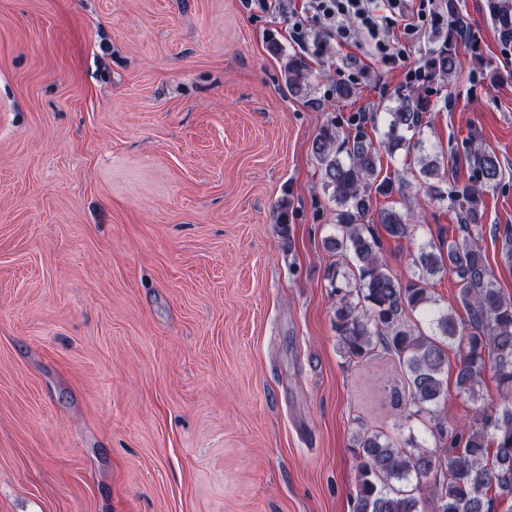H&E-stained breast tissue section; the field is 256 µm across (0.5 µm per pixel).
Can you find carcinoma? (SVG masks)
Returning <instances> with one entry per match:
<instances>
[{
	"mask_svg": "<svg viewBox=\"0 0 512 512\" xmlns=\"http://www.w3.org/2000/svg\"><path fill=\"white\" fill-rule=\"evenodd\" d=\"M446 30L441 43L426 59L416 80V90L398 99L389 112L388 130L380 147H374L364 124V114L350 117L355 134L334 121L316 135L312 151L325 192L336 204L338 233L325 241L340 258L327 277L337 297L333 326L343 355L364 362L384 353L396 358L407 387L408 417L433 421V406L448 397L444 384L448 349L459 354L456 390L477 398L487 372H492L502 401L496 413L475 410L471 422L448 431V446L428 449L408 447L398 438L368 430L354 438L359 463L352 512H512V300L496 288L490 267L472 235L482 230V194L497 184L502 169L492 150L472 155L474 181L453 184L446 197L461 209L463 237L429 240L418 248L414 264L418 273L401 280L381 255L380 241L368 221L372 196L392 195L391 178H380L379 149L419 153V175L429 192L431 179L442 177L444 158L425 153L419 135L429 100L422 89L447 81L462 65L458 0H442ZM486 10L500 42L512 44V0H486ZM305 62L292 57L285 69L288 91L304 96L310 89ZM412 136H407V133ZM418 139H413V136ZM410 212L384 208L379 223L392 237L412 233ZM275 231L290 248L288 199L277 206ZM500 239L503 263L512 268V227L495 234ZM451 274L458 285L457 301L467 314L461 320L453 308L436 307L430 280ZM417 313L431 333L411 319Z\"/></svg>",
	"mask_w": 512,
	"mask_h": 512,
	"instance_id": "obj_1",
	"label": "carcinoma"
}]
</instances>
